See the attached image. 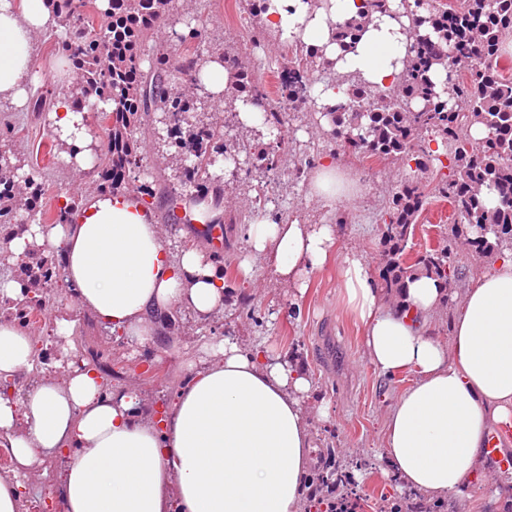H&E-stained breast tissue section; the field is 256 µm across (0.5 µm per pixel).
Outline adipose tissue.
Here are the masks:
<instances>
[{
    "instance_id": "ef3b65f1",
    "label": "adipose tissue",
    "mask_w": 512,
    "mask_h": 512,
    "mask_svg": "<svg viewBox=\"0 0 512 512\" xmlns=\"http://www.w3.org/2000/svg\"><path fill=\"white\" fill-rule=\"evenodd\" d=\"M366 0H270L267 29L285 44L320 49L335 72L371 88L389 86L404 67L410 39L401 0L373 14L355 48L332 39L336 22L358 17ZM51 0H0V100L23 106L34 67L35 34L55 28ZM86 108L63 98L48 120L72 146L65 159L88 170L93 156ZM358 178L331 156L308 182L310 197L333 204L357 197ZM336 242L331 224L258 215L245 229L250 270L270 261L276 280L304 292L310 274ZM32 246L59 250L72 304L79 312L147 348L159 315L179 308L209 321L226 306L221 268L199 248L172 252L158 224L134 195L95 196L69 224H32L10 244L14 257ZM404 302L379 288L361 252L343 258L340 299L363 327L367 363L412 381L389 408L380 454L398 482L430 502L469 512L465 494L483 466L493 430L512 426V253L492 261L465 285L453 309L439 280L407 283ZM449 310V334L432 322ZM36 373L22 397L0 394V447L11 466L0 472V512H21L19 491L30 470L60 458L53 482L59 512H302L315 447L307 400L308 373L287 356L237 339L205 346L193 361L165 418L132 389L106 387L96 371L66 358L38 364L33 336L0 321V385Z\"/></svg>"
}]
</instances>
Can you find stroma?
Here are the masks:
<instances>
[{
    "label": "stroma",
    "mask_w": 512,
    "mask_h": 512,
    "mask_svg": "<svg viewBox=\"0 0 512 512\" xmlns=\"http://www.w3.org/2000/svg\"><path fill=\"white\" fill-rule=\"evenodd\" d=\"M181 35L190 37L204 58L218 44L230 53L246 54L251 73L268 92L266 106L282 105L276 72L288 48L275 40L261 22L250 19L240 0H172L170 11L155 24L151 57L173 56ZM34 50L38 72L29 85L33 97L53 85L54 64L64 56L60 38L49 32L35 36ZM287 119L282 148L288 163L277 175L265 174L246 157L238 169L225 170L220 162L213 169L224 188V241L214 256L223 268L233 306L208 322L196 321L183 312L161 321L162 338L154 351L156 360L150 365L125 338L81 315L68 358L96 364L110 386L131 382L145 400L164 402L184 380L188 363L201 356L204 343L235 336L248 345H263L271 355L289 354L314 380L307 402L317 444L313 471L330 469L338 458L365 460L357 476V512H385L395 496L388 467L378 459L384 420L389 406L409 386L411 376L406 372L384 376L367 364L362 329L340 302L339 265L347 252L358 250L370 262L372 272H379L383 265L380 237L385 204L403 174L383 161L352 154L329 142L312 112L291 108ZM1 124L14 129L17 148L37 163L50 185V195H72L96 180V171L76 172L63 157L49 155L52 128L31 107L19 109L10 102H1ZM161 129L153 116L137 132L143 166L153 176L155 221L167 234L172 250L205 245L202 225L165 220L171 198L188 197L192 189L185 185L172 151L160 135ZM324 155L336 156L347 172L360 178V196L333 205L308 196L307 179L296 176L293 164L315 162ZM258 196L265 198L264 208H257L254 199ZM259 209L276 219L335 225L338 239L333 255L322 270L311 276L304 294H295L275 281L269 262L264 260L253 263L250 275H242L240 262L246 254L242 228L253 221ZM451 214L448 202L430 194L418 218L413 249L423 250L436 239ZM322 405L327 406L328 417L318 415ZM492 480L498 482L500 496L492 495L488 487ZM467 493L471 512H512V471L485 466L470 482Z\"/></svg>",
    "instance_id": "obj_1"
}]
</instances>
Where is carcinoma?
Here are the masks:
<instances>
[{"label":"carcinoma","instance_id":"1","mask_svg":"<svg viewBox=\"0 0 512 512\" xmlns=\"http://www.w3.org/2000/svg\"><path fill=\"white\" fill-rule=\"evenodd\" d=\"M409 13L413 51L396 83L373 91L361 81L336 74L332 82L348 85L346 93L323 115L330 118L333 136H359L355 152L409 167L389 201L392 229L381 233L384 263L379 276L386 291L404 298L411 276L424 274L442 281L461 274L456 241L470 239L479 256L489 260L512 250V78L499 70L506 40L512 37V0H462L458 6L440 9L428 0H403ZM171 0H109L100 11L98 24L81 34L82 47L68 59L82 65V80L65 89L74 102L92 100L112 104L97 110V119L109 133L107 151L97 163L98 180L89 192L120 193L126 179L148 176L139 165L137 130L153 112L175 118V134L169 144L182 152L191 145L196 154L186 172L189 180L205 189L214 180L211 168L216 154L224 151L223 126L189 122L194 103L173 92L171 76L197 64V50L188 39L175 62L150 61L146 47L153 38L156 20L169 9ZM59 24L69 30L72 18L93 5L92 0H52ZM364 20L338 22L334 41L344 50L354 47ZM237 72L238 82L224 97L230 108L241 97L266 98L263 84L238 58L224 56ZM326 69L319 49L303 43L284 57L278 71L280 88L292 103L303 97L315 104L313 74ZM474 123L485 129L479 146H472L464 127ZM446 146L443 165L431 142ZM281 138L258 145L251 153L256 166L276 173L284 165ZM37 170L16 154L0 157V259L11 263L8 244L14 234L1 229L16 224L19 216L34 217L36 224H66L79 208L81 198L65 196V204L48 203L36 208V196L44 193L36 181ZM435 184L438 195L452 206L457 222L450 225L445 244L429 248L414 258L407 252L417 220L428 205L426 188ZM42 257L29 250L16 263L23 293L18 301L5 302L12 317L23 310L43 311L50 298L41 275L30 280V271ZM313 482L336 487L342 497L355 484L352 467L340 461Z\"/></svg>","mask_w":512,"mask_h":512}]
</instances>
